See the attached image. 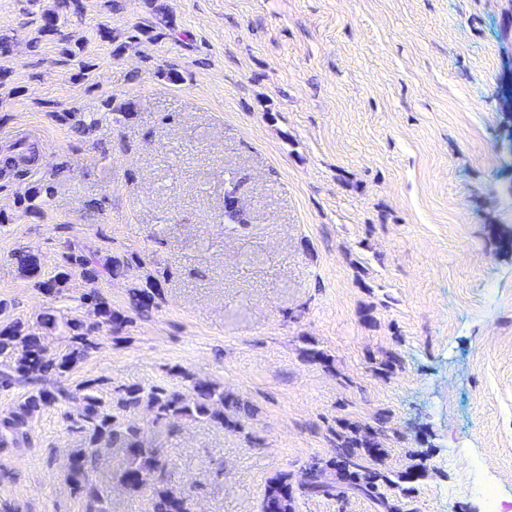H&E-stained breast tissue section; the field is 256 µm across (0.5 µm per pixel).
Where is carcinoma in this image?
Here are the masks:
<instances>
[{"label":"carcinoma","instance_id":"carcinoma-1","mask_svg":"<svg viewBox=\"0 0 512 512\" xmlns=\"http://www.w3.org/2000/svg\"><path fill=\"white\" fill-rule=\"evenodd\" d=\"M84 9L83 0H56V9L42 15V23L37 29L39 35L57 40L60 53L75 61L82 75L91 69V64L83 58V45L72 41L66 28L82 18ZM152 29L153 26L146 24L134 26L124 34L125 41L116 52L143 37L160 38V35L152 34ZM60 119L71 124L79 134L99 125L95 119L86 122L73 110L60 115ZM22 162L34 165L36 154L31 145L21 142L15 144L11 154L0 162V169L21 176L26 171L20 166ZM54 194V185L43 181L27 189L19 196V202L25 210L35 212L37 201L44 202ZM11 262L23 278L51 298L63 295L76 271L86 281L95 282L105 277H124L132 267L124 256L101 257L93 250L72 244L58 254L56 272L47 278L40 254L31 249L15 250ZM160 297V283L151 274L139 278V282L129 288V305L140 316H148L156 310ZM82 301L94 308L98 330L105 328L112 334L118 333L129 322L128 317L113 310L110 302L94 288L82 296ZM7 311L8 305L0 302V314L4 315L0 321V388L24 386L27 391L23 400L0 411V447L30 443L31 423L36 414L46 406H59L64 409L63 417L68 427L82 434L84 439V447L70 453L71 468L64 474L63 481L73 494L87 500V512H108L107 497L92 479L96 460L105 448L122 457L124 466L115 476L117 483L129 494L149 491L151 512H188L187 500L192 489H178L164 479L170 460L161 451L162 433L172 432L182 423L197 421L240 431L245 419L252 416L250 407L226 392L223 384L186 373L182 374L186 381L182 389L155 387L146 394L139 387L124 386L116 389L106 403L98 395L97 380L74 386L63 384V379L76 364L98 349L97 338L90 335V324L77 316L52 312L40 316L37 323L47 331L57 332L65 343L64 351L51 354L43 336L33 332L23 320L10 318ZM142 409L151 414L149 426L131 420V415ZM384 437L382 426L374 429L355 423L343 424L342 431L336 433V457L324 463L315 462L305 493L328 495L336 489L329 477L340 457L351 464V471L346 476L347 486L364 495L376 496L378 474L366 470L362 456L378 458ZM288 486V475L277 476L265 487L263 497L286 495Z\"/></svg>","mask_w":512,"mask_h":512}]
</instances>
